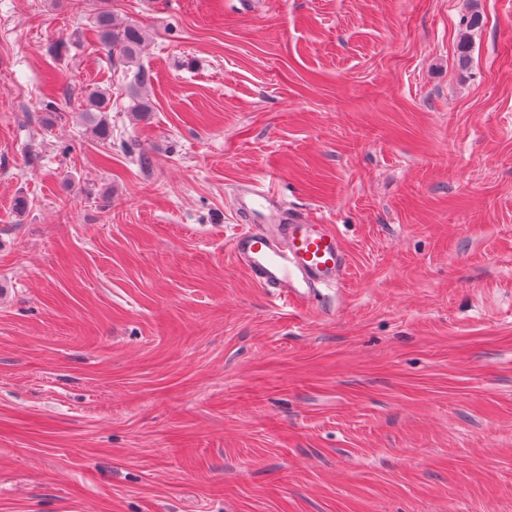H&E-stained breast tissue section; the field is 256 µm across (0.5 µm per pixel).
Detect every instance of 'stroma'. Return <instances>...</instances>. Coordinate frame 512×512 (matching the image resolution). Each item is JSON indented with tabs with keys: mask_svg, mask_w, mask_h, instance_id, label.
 <instances>
[{
	"mask_svg": "<svg viewBox=\"0 0 512 512\" xmlns=\"http://www.w3.org/2000/svg\"><path fill=\"white\" fill-rule=\"evenodd\" d=\"M245 183L339 287L252 281ZM0 512H512V0H0ZM95 26L103 47L126 66V74H132L129 82L133 99L131 111L139 114L150 112L149 102L139 94V89L149 82L148 72L138 62L145 39L144 31L136 26L117 23L108 11L97 14ZM109 104V92L101 90L88 98L86 108L82 112L91 131L101 140H107L112 136V130L107 120ZM235 206L249 224L232 236L231 251L259 287L304 304L344 280L348 255L332 225L257 185L240 189Z\"/></svg>",
	"mask_w": 512,
	"mask_h": 512,
	"instance_id": "stroma-1",
	"label": "stroma"
}]
</instances>
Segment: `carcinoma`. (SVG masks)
Returning <instances> with one entry per match:
<instances>
[{"mask_svg": "<svg viewBox=\"0 0 512 512\" xmlns=\"http://www.w3.org/2000/svg\"><path fill=\"white\" fill-rule=\"evenodd\" d=\"M95 26L103 47L126 66V73L132 75L129 82L133 99L131 111L139 114L150 111L149 102L139 94V89L149 82L148 72L138 62V55L145 39L144 31L136 26L117 23L107 11L97 14ZM109 104V92L101 90L88 98L86 108L82 112L91 131L101 140H107L112 136L107 120Z\"/></svg>", "mask_w": 512, "mask_h": 512, "instance_id": "1", "label": "carcinoma"}]
</instances>
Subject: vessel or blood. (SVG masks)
Here are the masks:
<instances>
[{"label": "vessel or blood", "instance_id": "vessel-or-blood-1", "mask_svg": "<svg viewBox=\"0 0 512 512\" xmlns=\"http://www.w3.org/2000/svg\"><path fill=\"white\" fill-rule=\"evenodd\" d=\"M235 206L246 225L232 236L231 251L259 287L304 304L344 280L348 255L332 225L255 185L237 192Z\"/></svg>", "mask_w": 512, "mask_h": 512}]
</instances>
